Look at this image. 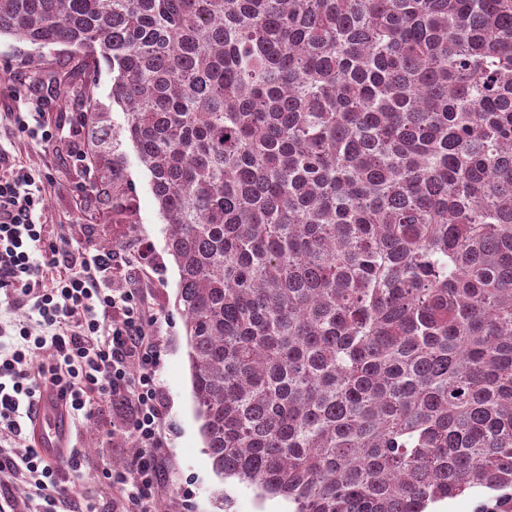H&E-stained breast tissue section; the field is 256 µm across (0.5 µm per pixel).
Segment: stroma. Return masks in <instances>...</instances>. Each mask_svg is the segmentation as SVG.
<instances>
[{
    "label": "stroma",
    "instance_id": "obj_1",
    "mask_svg": "<svg viewBox=\"0 0 512 512\" xmlns=\"http://www.w3.org/2000/svg\"><path fill=\"white\" fill-rule=\"evenodd\" d=\"M33 47L0 38V113L24 112L26 95L48 98L50 105L38 129L47 141L39 144L27 137L16 138V154L42 170L50 183L41 220L54 231L80 237L81 224L87 223L93 203L84 192L88 176L82 164L69 156L73 97L65 79L72 63L65 54H44L39 74H31L29 57ZM130 175L139 196L140 222L134 227L114 225L108 236L114 248L128 242L148 247L153 261L139 267L147 311L157 318L164 347L157 365L159 381L168 397V417L162 431L158 454L166 471L159 489L162 512H294V506L280 496L262 494L256 487L232 478L218 476L205 451L193 398L188 361V344L182 317L175 306L179 275L167 252V226L150 190L149 177L131 164ZM87 463V475L80 482L84 496L104 507L112 490L103 477L106 469L127 468L137 455L132 442L100 431L95 425L79 422L69 427Z\"/></svg>",
    "mask_w": 512,
    "mask_h": 512
}]
</instances>
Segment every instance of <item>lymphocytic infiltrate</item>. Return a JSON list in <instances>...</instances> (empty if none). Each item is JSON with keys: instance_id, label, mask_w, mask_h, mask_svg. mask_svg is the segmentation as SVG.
<instances>
[{"instance_id": "obj_1", "label": "lymphocytic infiltrate", "mask_w": 512, "mask_h": 512, "mask_svg": "<svg viewBox=\"0 0 512 512\" xmlns=\"http://www.w3.org/2000/svg\"><path fill=\"white\" fill-rule=\"evenodd\" d=\"M29 130L26 113H0V305L29 313L25 320L0 318V432L24 443L20 454L0 453V484L27 478L41 501L38 512H98L77 491L85 475L78 447L70 446L61 465L32 443L35 407L51 388L68 419L125 435L139 450L133 465L106 475L109 512H157L166 416L155 374L160 328L136 278L119 273L123 253L96 247L92 225H83L76 242L38 222L45 177L6 148ZM45 350L50 360L37 361ZM103 402L112 406L111 419L99 411Z\"/></svg>"}]
</instances>
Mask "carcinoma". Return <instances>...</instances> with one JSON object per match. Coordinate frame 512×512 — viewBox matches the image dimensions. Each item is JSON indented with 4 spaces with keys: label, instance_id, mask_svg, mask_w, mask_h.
I'll use <instances>...</instances> for the list:
<instances>
[{
    "label": "carcinoma",
    "instance_id": "cac0c4a2",
    "mask_svg": "<svg viewBox=\"0 0 512 512\" xmlns=\"http://www.w3.org/2000/svg\"><path fill=\"white\" fill-rule=\"evenodd\" d=\"M1 36L74 49L99 224L139 223L125 147L150 178L217 475L512 512V0H0ZM496 494L495 492L472 489L462 495L438 503L441 504L443 510H445L444 512H477L482 510L479 507L481 504H484V508L491 507L494 502L490 499L494 498ZM439 504H430L426 512H442Z\"/></svg>",
    "mask_w": 512,
    "mask_h": 512
}]
</instances>
